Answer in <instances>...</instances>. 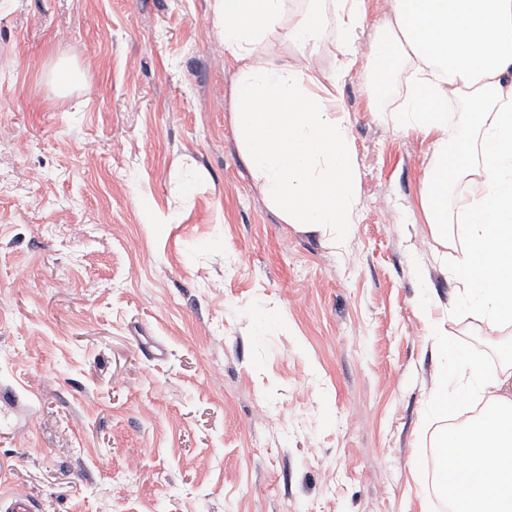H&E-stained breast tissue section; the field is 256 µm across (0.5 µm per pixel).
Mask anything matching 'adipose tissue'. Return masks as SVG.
Returning <instances> with one entry per match:
<instances>
[{
    "mask_svg": "<svg viewBox=\"0 0 512 512\" xmlns=\"http://www.w3.org/2000/svg\"><path fill=\"white\" fill-rule=\"evenodd\" d=\"M211 0L224 41V67L233 73L235 135L255 186L282 221L344 245L342 229L355 221L357 166L338 91L351 79L366 18L364 0ZM336 32L330 77L301 60L279 59L277 47L301 55L326 22ZM376 81L388 83L397 63L412 66L396 131L432 139L422 205L436 238L448 223L460 229L450 269L466 303L488 334L512 325V0H391L390 19L370 46ZM464 96L475 130L448 127V100ZM468 192L448 207V185ZM435 346L451 353L454 378L440 376L430 395L437 419L447 421L470 399L480 415L448 428L435 453L451 484L453 512H512V342L500 369L486 376L471 357L452 352L446 335Z\"/></svg>",
    "mask_w": 512,
    "mask_h": 512,
    "instance_id": "adipose-tissue-1",
    "label": "adipose tissue"
}]
</instances>
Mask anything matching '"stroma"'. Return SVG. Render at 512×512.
I'll return each mask as SVG.
<instances>
[{
	"label": "stroma",
	"instance_id": "obj_1",
	"mask_svg": "<svg viewBox=\"0 0 512 512\" xmlns=\"http://www.w3.org/2000/svg\"><path fill=\"white\" fill-rule=\"evenodd\" d=\"M365 9L338 250L255 187L210 0H0V493L43 512H440L428 401L453 361L433 333L493 372L512 326L487 335L448 276L457 226L440 243L421 205L431 141L393 126L406 67L377 103L385 13Z\"/></svg>",
	"mask_w": 512,
	"mask_h": 512
}]
</instances>
